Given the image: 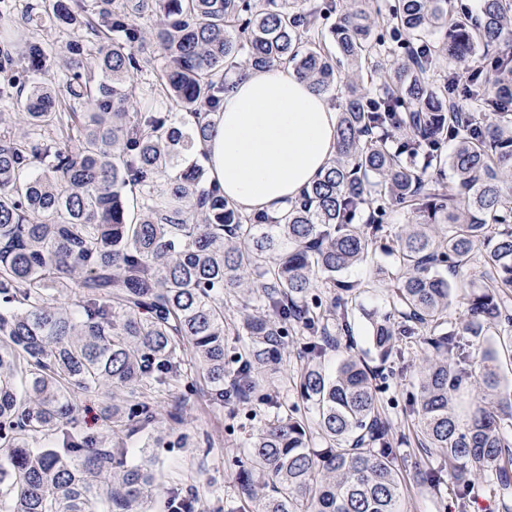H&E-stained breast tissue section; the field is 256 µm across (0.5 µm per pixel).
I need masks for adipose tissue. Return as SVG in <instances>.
I'll return each instance as SVG.
<instances>
[{"mask_svg":"<svg viewBox=\"0 0 512 512\" xmlns=\"http://www.w3.org/2000/svg\"><path fill=\"white\" fill-rule=\"evenodd\" d=\"M210 120V183L246 214L281 215L336 154L338 112L285 66L234 79Z\"/></svg>","mask_w":512,"mask_h":512,"instance_id":"adipose-tissue-1","label":"adipose tissue"}]
</instances>
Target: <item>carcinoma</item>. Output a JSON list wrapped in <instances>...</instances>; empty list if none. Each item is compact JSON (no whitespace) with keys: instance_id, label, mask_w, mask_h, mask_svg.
Masks as SVG:
<instances>
[{"instance_id":"cac0c4a2","label":"carcinoma","mask_w":512,"mask_h":512,"mask_svg":"<svg viewBox=\"0 0 512 512\" xmlns=\"http://www.w3.org/2000/svg\"><path fill=\"white\" fill-rule=\"evenodd\" d=\"M84 2L0 0L7 19L50 12L69 29L63 100L28 84L57 67L40 44L0 55V96L24 94L20 126L0 116V512H143L160 488L149 460L127 461L125 439L155 422L157 395L196 372L217 404L269 401L291 331L309 337L292 383L314 427L275 404L240 500L256 512H402L376 368L322 363L331 325L352 336L357 284L341 275L368 261L388 288L387 311L366 315L376 356L404 359L408 336L424 345L410 413L417 446L443 465H419V478L435 487L448 466L465 506L472 476L492 471L491 496L512 512V389L498 366L500 351L512 359V0H480L475 17L452 0H397L392 35L409 52L394 61L360 0H342L327 36L328 4L97 0L91 15ZM157 55L156 88L131 111V77ZM242 55L248 71L290 63L319 93L347 69L336 158L278 218L242 213L182 166L211 135L204 114ZM441 57L454 67L435 78ZM461 81L484 116L466 121L448 103ZM156 94L195 113L194 128L158 111ZM390 208L422 217L394 245ZM238 292L256 308L229 361L225 296ZM491 328L498 342L475 357ZM474 366L482 399L463 422L455 396ZM87 393L101 395L100 430L78 425Z\"/></svg>"}]
</instances>
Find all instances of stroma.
Wrapping results in <instances>:
<instances>
[{
    "instance_id": "stroma-1",
    "label": "stroma",
    "mask_w": 512,
    "mask_h": 512,
    "mask_svg": "<svg viewBox=\"0 0 512 512\" xmlns=\"http://www.w3.org/2000/svg\"><path fill=\"white\" fill-rule=\"evenodd\" d=\"M68 38L65 27L53 19H45L37 28L0 23V47L14 52L25 51L32 42L57 50ZM348 279L363 281L368 289L356 301L352 336H339L338 348L330 352V362L352 354L374 362L366 333L362 309L383 307L385 288L373 279L372 265H364L347 274ZM421 350L420 343L408 344L404 362L382 366L378 384L381 400L391 402L390 419L397 436H413L412 418L405 407L415 391L416 371L411 364ZM166 405L180 404L184 421L175 424L166 414H159L156 432L164 433V446L152 449L155 469L162 487L177 488L194 500L195 512H238V477L247 463L252 438L267 420L269 408L260 400L242 405L231 401L212 404L205 387L199 381H183L179 388L165 396ZM491 473H484L472 486L467 508H460L453 493L452 475L431 488L407 476L404 512H497L489 496Z\"/></svg>"
}]
</instances>
